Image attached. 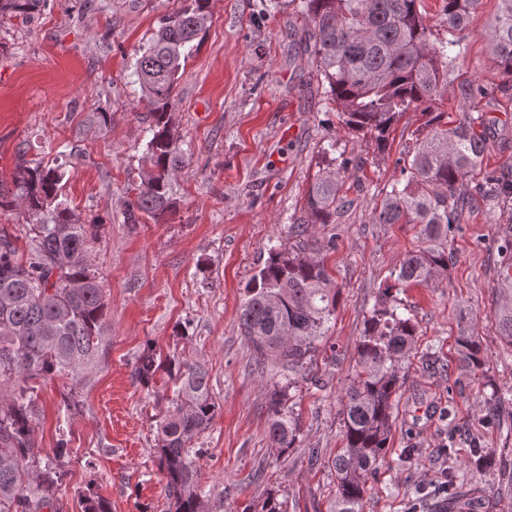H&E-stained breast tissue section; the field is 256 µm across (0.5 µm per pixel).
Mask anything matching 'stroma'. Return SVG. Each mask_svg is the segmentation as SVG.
I'll use <instances>...</instances> for the list:
<instances>
[{"label": "stroma", "instance_id": "35a3bbf8", "mask_svg": "<svg viewBox=\"0 0 512 512\" xmlns=\"http://www.w3.org/2000/svg\"><path fill=\"white\" fill-rule=\"evenodd\" d=\"M184 0H47L28 19L0 20V179L19 155L55 164L80 149L62 196L83 220L104 230L91 253L105 288L109 345L104 365L79 384L38 383L41 414L35 447L52 453L69 439L62 512H83L94 490L111 512H169L158 466L156 424L174 386L156 374L151 386L131 377L154 348L207 368L216 405L210 427L193 442L205 512H260L276 492L285 512H331L336 475L328 462L342 446L341 396L354 370L363 321L390 270L417 247L411 224H376L384 191L401 177L425 118L404 113L378 153L349 135L307 49L306 24L288 0H210L212 23L176 88L174 134L186 151L173 184L174 207L161 220L123 222L151 136L146 100L133 77L135 51ZM499 0H481L460 38L465 49L449 77L443 119L482 115L485 170L512 174V81L485 35ZM479 82L470 101L460 86ZM112 115L104 123L99 113ZM348 160L349 209L312 229L335 238L322 257L341 295L328 340L335 360L317 358L318 384H302L290 404L298 445L278 454L268 434L270 374L254 366L239 326L245 287L271 240L288 236L324 155ZM512 212L473 196L448 235L454 259L435 286L400 288L419 334L403 363L394 425L365 512H438L449 469L471 467L470 449H512V406L490 410L492 389L512 391V348L497 334L492 310L501 256L497 241ZM207 260L199 271L198 260ZM478 336L479 369L458 354V336ZM77 405L62 422L64 392ZM458 450L448 456V447ZM321 461L312 466L307 451ZM484 512H512V482L498 464L475 476Z\"/></svg>", "mask_w": 512, "mask_h": 512}]
</instances>
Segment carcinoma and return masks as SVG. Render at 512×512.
Returning a JSON list of instances; mask_svg holds the SVG:
<instances>
[{"instance_id":"cac0c4a2","label":"carcinoma","mask_w":512,"mask_h":512,"mask_svg":"<svg viewBox=\"0 0 512 512\" xmlns=\"http://www.w3.org/2000/svg\"><path fill=\"white\" fill-rule=\"evenodd\" d=\"M450 31H463L479 0H444ZM498 17L486 34L503 73L512 78V0H500ZM43 0H0V16L28 19ZM209 0H190L163 19L150 42L136 54L134 75L150 107V168L124 212L134 230L142 217L161 219L173 208V179L186 152L172 134L175 88L181 68L202 41ZM420 0H299L309 25L308 47L344 128L388 148L398 118L419 110L427 117L404 160V180L391 184L374 224H412L421 245L391 270L381 303L365 317L358 359L342 396L343 446L331 461L336 474L334 512H363L365 497L385 458L400 388L398 364L408 353L417 325L399 312L394 292L406 284L429 286L448 271V233L466 200V189L481 168L483 141L476 118L450 128L440 105L461 51L459 42L431 39ZM69 162L54 166L18 158L8 183L0 181V213L18 208L27 215L26 246L0 229V512H60L61 461L68 440L57 441L53 456L33 447L38 416L33 380L66 376L79 381L88 367L106 360L104 285L88 263V251L101 238L104 223L82 221L61 199ZM345 178L327 164L309 186L301 215L294 218L287 244L267 250L246 286L240 330L251 344L255 364L274 372L269 397L274 417L268 434L283 455L294 447L299 428L283 405L296 384L309 379L313 360L336 317L340 291L311 233L315 224H334L350 204ZM490 206L512 201V180L486 173L475 185ZM503 268L493 318L498 336L512 347V232L501 238ZM469 366L482 365L478 337L457 338ZM165 372L176 386L170 406L157 423V447L166 472V492L174 512H204L200 470L188 459L190 444L213 420L208 372L199 363L161 358L149 349L138 357L133 376L149 384ZM448 505L477 491L458 470L446 476ZM83 512H111L98 495L83 496Z\"/></svg>"}]
</instances>
